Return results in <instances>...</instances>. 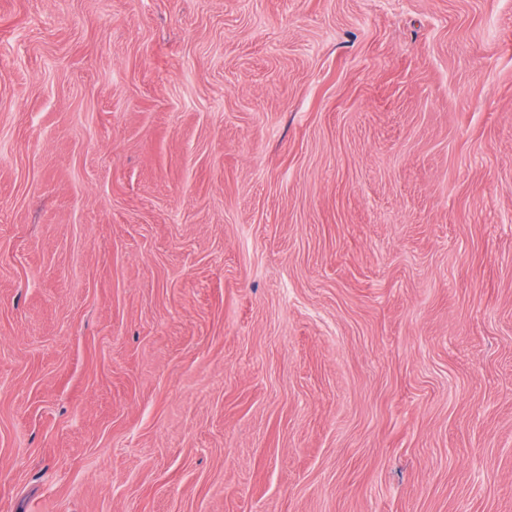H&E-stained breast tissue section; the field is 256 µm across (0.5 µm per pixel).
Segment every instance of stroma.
I'll use <instances>...</instances> for the list:
<instances>
[{"mask_svg":"<svg viewBox=\"0 0 512 512\" xmlns=\"http://www.w3.org/2000/svg\"><path fill=\"white\" fill-rule=\"evenodd\" d=\"M0 512H512V0H0Z\"/></svg>","mask_w":512,"mask_h":512,"instance_id":"stroma-1","label":"stroma"}]
</instances>
